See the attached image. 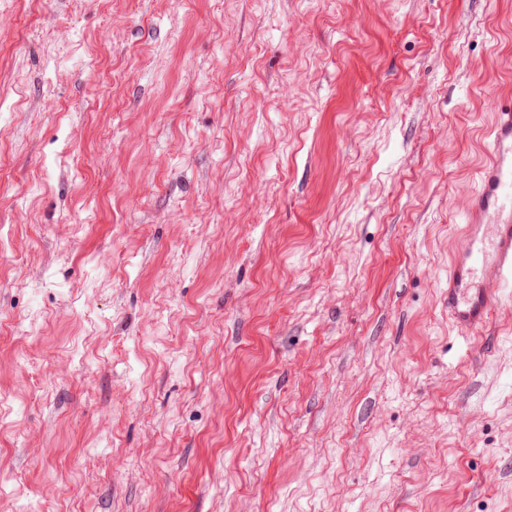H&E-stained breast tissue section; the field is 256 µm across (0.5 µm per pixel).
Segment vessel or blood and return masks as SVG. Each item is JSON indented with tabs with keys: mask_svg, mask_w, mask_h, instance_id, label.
<instances>
[{
	"mask_svg": "<svg viewBox=\"0 0 512 512\" xmlns=\"http://www.w3.org/2000/svg\"><path fill=\"white\" fill-rule=\"evenodd\" d=\"M463 235L466 244L453 256L443 307L453 325L471 333L487 325L495 285H512V109L497 114Z\"/></svg>",
	"mask_w": 512,
	"mask_h": 512,
	"instance_id": "vessel-or-blood-1",
	"label": "vessel or blood"
}]
</instances>
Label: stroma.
<instances>
[{"mask_svg": "<svg viewBox=\"0 0 512 512\" xmlns=\"http://www.w3.org/2000/svg\"><path fill=\"white\" fill-rule=\"evenodd\" d=\"M0 14V512H512V288L442 307L512 0Z\"/></svg>", "mask_w": 512, "mask_h": 512, "instance_id": "35a3bbf8", "label": "stroma"}]
</instances>
